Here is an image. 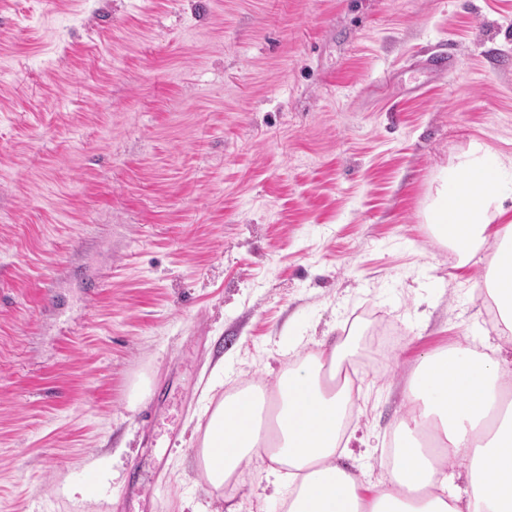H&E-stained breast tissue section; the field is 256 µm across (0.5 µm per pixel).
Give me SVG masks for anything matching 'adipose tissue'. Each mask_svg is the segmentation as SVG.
Masks as SVG:
<instances>
[{
	"label": "adipose tissue",
	"instance_id": "ef3b65f1",
	"mask_svg": "<svg viewBox=\"0 0 512 512\" xmlns=\"http://www.w3.org/2000/svg\"><path fill=\"white\" fill-rule=\"evenodd\" d=\"M502 159L474 148L443 168L426 211L460 264L484 247L492 258L487 286L512 335V180ZM346 341L318 344L274 389L245 384L220 397L196 432L193 462L216 499L235 486L254 458L270 461L286 512H512V415L503 386L512 362L467 346L427 353L404 391L409 412L386 477L362 490L357 466L346 465V426L355 416L353 388L340 372ZM470 464L458 486L456 464Z\"/></svg>",
	"mask_w": 512,
	"mask_h": 512
}]
</instances>
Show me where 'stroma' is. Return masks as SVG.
I'll list each match as a JSON object with an SVG mask.
<instances>
[{
  "mask_svg": "<svg viewBox=\"0 0 512 512\" xmlns=\"http://www.w3.org/2000/svg\"><path fill=\"white\" fill-rule=\"evenodd\" d=\"M475 143L512 158V0H0V512L209 507L208 400L343 337L378 486L418 356L512 360L424 218ZM267 465L236 512H284ZM421 65L435 75H442L449 68H459L461 61L447 52L440 51L423 58Z\"/></svg>",
  "mask_w": 512,
  "mask_h": 512,
  "instance_id": "stroma-1",
  "label": "stroma"
}]
</instances>
